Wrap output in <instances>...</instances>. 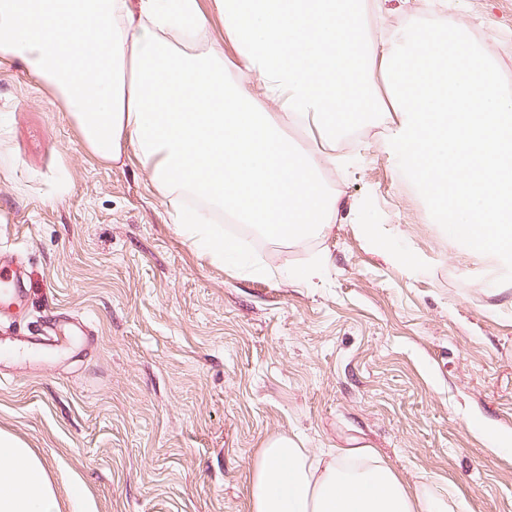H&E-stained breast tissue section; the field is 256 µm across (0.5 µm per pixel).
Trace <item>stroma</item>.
Returning a JSON list of instances; mask_svg holds the SVG:
<instances>
[{"label": "stroma", "mask_w": 512, "mask_h": 512, "mask_svg": "<svg viewBox=\"0 0 512 512\" xmlns=\"http://www.w3.org/2000/svg\"><path fill=\"white\" fill-rule=\"evenodd\" d=\"M451 23L512 87V0H385L366 34ZM374 84L381 112L322 171L331 232L240 242L236 270L184 242L138 158L93 155L22 62L0 66V256L28 289L0 349L54 313L89 329L0 358V430L40 457L61 512H250L253 460L278 434L370 447L457 512H512V264L433 223L386 146L382 66Z\"/></svg>", "instance_id": "35a3bbf8"}]
</instances>
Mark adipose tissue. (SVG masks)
Masks as SVG:
<instances>
[{
  "label": "adipose tissue",
  "mask_w": 512,
  "mask_h": 512,
  "mask_svg": "<svg viewBox=\"0 0 512 512\" xmlns=\"http://www.w3.org/2000/svg\"><path fill=\"white\" fill-rule=\"evenodd\" d=\"M238 55L232 81L208 48L200 0H0V62L19 60L74 117L105 160L137 156L189 246L239 261L216 213L267 238L328 232L336 198L282 123L327 141L376 109L384 66L402 115L389 135L435 223L475 254L512 255V92L457 25L400 40L361 38L365 6L338 0H212ZM250 512H448L410 494L367 448L312 455L269 438L248 477ZM0 512H59L40 459L0 432Z\"/></svg>",
  "instance_id": "ef3b65f1"
}]
</instances>
